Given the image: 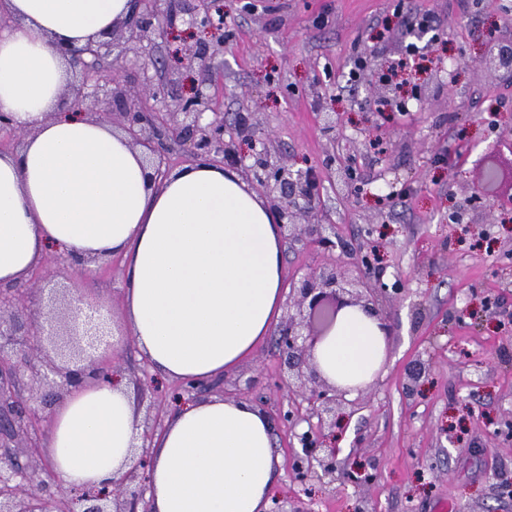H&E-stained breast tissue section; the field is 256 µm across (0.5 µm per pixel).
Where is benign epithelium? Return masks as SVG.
<instances>
[{"instance_id": "7a95c632", "label": "benign epithelium", "mask_w": 512, "mask_h": 512, "mask_svg": "<svg viewBox=\"0 0 512 512\" xmlns=\"http://www.w3.org/2000/svg\"><path fill=\"white\" fill-rule=\"evenodd\" d=\"M130 0L127 16L116 23L105 38L83 45L61 48L68 63L81 69L83 80L67 90L69 109L80 111L96 121L108 122L124 132L132 146L143 152V164L150 181L156 183L169 173L171 157L190 162H205L236 170L255 184L266 206L284 235L294 242L302 239L324 252L336 250V241L326 234V224H300L298 218H312L321 208L322 178L315 169H297L284 157L270 150L271 130L258 112L241 114L235 127L224 126V113L217 110L209 94L198 88L187 99L165 105L163 112H149L142 104L148 97H158L159 89L148 77L133 89L111 83L102 76L91 78L93 62L114 54L115 42L124 49L138 50L164 37L182 18L188 24L205 30L212 40L198 50H189L183 65L189 69H207L211 61L224 51V11L216 0ZM123 107L115 112L113 107ZM261 145L247 154L242 142ZM355 274L345 273L346 263L334 261L310 270L291 283L286 300L287 314L276 326L281 363L295 382L293 392L307 403L305 413L287 414L283 421L295 431L300 445L294 459L300 463V474L312 472L314 465L331 471L336 466V448L327 443L324 432L336 428L339 411L345 407L362 408L358 399L349 400L348 387L329 382L314 360V348L327 334L338 317L357 308L378 322L385 342H390L392 327L381 308L389 288L380 281L370 282L367 271L377 269L375 254L364 253L352 258ZM0 512H150L146 494L152 466L150 445L160 426L162 399L154 396L143 424L141 453L112 487L87 489L64 486L55 474L43 465H24L19 460L20 448H36L33 438L41 418L33 403L59 402L72 389L87 383H109L114 373L112 344L108 321L102 316V305L87 300L72 311V329L66 335L75 337L73 352L66 360L45 355L32 358L33 338L40 327L32 313L29 324L19 322L22 312L13 309V301H0ZM27 368L49 388L42 397L33 390L23 399L15 384L17 372ZM206 387L202 382H181L172 391L169 402L175 404ZM317 423H312V420ZM308 429L298 433L302 423Z\"/></svg>"}]
</instances>
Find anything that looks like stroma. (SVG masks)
Masks as SVG:
<instances>
[{"label":"stroma","instance_id":"1","mask_svg":"<svg viewBox=\"0 0 512 512\" xmlns=\"http://www.w3.org/2000/svg\"><path fill=\"white\" fill-rule=\"evenodd\" d=\"M223 2L233 35L210 78L176 76L201 39L182 25L147 54L114 60L109 79L136 84L149 57L174 75L167 99L187 97L201 82L227 124L242 112L264 113L271 148L322 171L317 221L332 225L341 260L376 251L383 282L398 291L382 370L364 407L343 414L333 437L338 474L299 479L298 441L281 427L272 502L285 512H437L444 504L453 512H512L500 479L512 474V218L494 208L502 184L483 190L480 203H464L489 144L512 140V128L499 123L512 113V72L486 62L498 43L512 42V0ZM428 16L437 36L420 59L422 75L398 94V106L380 107V76L405 57L407 29ZM367 50L374 65L356 70ZM326 112L338 118L335 131L324 126ZM99 265L84 277L48 252L34 269L40 288L23 306L56 303L39 342L50 355L48 333L64 332L83 301L102 302L119 348L113 366L128 380L141 358L126 346L125 260L116 254ZM464 308L476 318L455 320ZM417 361L429 375L411 396L406 373ZM253 376L267 417L296 409L272 338L220 380L233 394ZM355 469L363 483L348 479Z\"/></svg>","mask_w":512,"mask_h":512}]
</instances>
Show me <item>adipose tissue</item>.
I'll use <instances>...</instances> for the list:
<instances>
[{
    "mask_svg": "<svg viewBox=\"0 0 512 512\" xmlns=\"http://www.w3.org/2000/svg\"><path fill=\"white\" fill-rule=\"evenodd\" d=\"M130 0H0V113L28 130L0 153V284L53 250L122 254L126 320L148 364L203 380L235 368L272 331L284 301L279 229L236 172L191 162L149 182L110 126L60 110L62 46L110 31ZM386 345L359 311L315 348L322 374L364 387ZM136 419L123 382L84 385L53 411L48 463L64 483L100 487L130 466ZM151 512H266L278 458L255 406L221 397L181 404L152 443Z\"/></svg>",
    "mask_w": 512,
    "mask_h": 512,
    "instance_id": "1",
    "label": "adipose tissue"
}]
</instances>
